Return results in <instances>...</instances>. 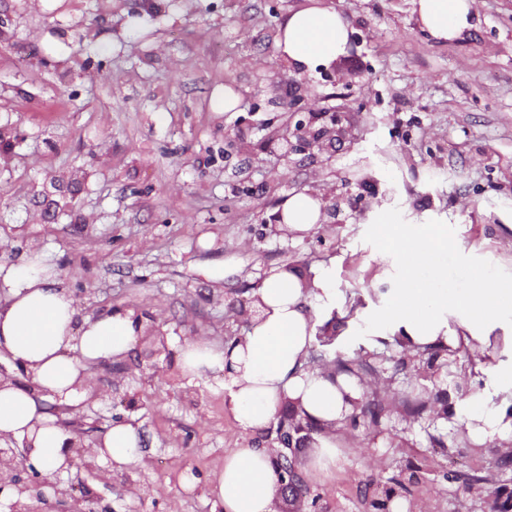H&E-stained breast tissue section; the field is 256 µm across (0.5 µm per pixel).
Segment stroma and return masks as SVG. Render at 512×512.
<instances>
[{
	"label": "stroma",
	"instance_id": "35a3bbf8",
	"mask_svg": "<svg viewBox=\"0 0 512 512\" xmlns=\"http://www.w3.org/2000/svg\"><path fill=\"white\" fill-rule=\"evenodd\" d=\"M303 5L350 22L358 43L335 77L281 73L277 28ZM228 86L238 111L224 109ZM290 98L315 121L341 115L348 138L281 159ZM0 130L13 133L0 165V236L13 247L0 265L39 249L80 317L122 309L143 324L124 359L92 366L99 396L83 421L135 420L143 464L107 483L73 470L60 487L98 512H213L225 455L275 447L276 433L242 429L223 372L189 379L175 349L242 335L253 319L242 307L269 268L320 266L336 290L326 360L366 358L375 373L362 398L384 410L342 433L326 477L305 478V512H377L388 498L512 512L499 439L475 445L437 412L445 399L500 401L501 354L443 349L419 377L421 357L390 338L372 345L360 317L395 285L385 224L447 226L461 248L433 261L459 290L473 286L467 251L512 274V0H477L473 27L450 42L421 30L409 0H0ZM313 187L336 200L335 217L302 238L272 233L268 216ZM219 262L223 282L201 275Z\"/></svg>",
	"mask_w": 512,
	"mask_h": 512
}]
</instances>
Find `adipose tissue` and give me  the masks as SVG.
Instances as JSON below:
<instances>
[{
	"mask_svg": "<svg viewBox=\"0 0 512 512\" xmlns=\"http://www.w3.org/2000/svg\"><path fill=\"white\" fill-rule=\"evenodd\" d=\"M423 30L436 39L452 40L472 26L475 0H411ZM349 45V22L336 10L311 6L291 11L277 29L276 48L288 72L300 75L331 64ZM289 232L307 235L324 220L320 199L311 192L291 195L280 207ZM384 237L400 267L396 287L388 289L369 321L375 332L399 334L409 353L428 347L465 343L484 354L492 333L512 318V277L495 274L490 264L474 267L476 286L461 292L431 267L439 247H451L443 227L387 225ZM310 281L298 270L273 267L256 284L252 298L259 310L247 332L216 348L197 338L179 349V363L190 378L221 370L228 390L226 405L239 425L260 430L291 405L322 426L305 470L311 477L335 466L336 431L353 413L360 384L332 379L327 367L308 359L322 321L320 307L332 304L336 292L325 269L312 268ZM0 354L21 362L30 381L0 385V434L32 444L31 462L45 472L67 470L63 454L66 433L46 409L50 400L77 406L91 397L94 383L88 366L118 358L132 349L140 330L130 311L116 310L79 319L74 301L38 250L19 265L0 266ZM476 442L499 438L503 453L512 452V411L482 406L464 419ZM273 448H237L224 458L217 478L221 512H276L278 490ZM145 453L137 428L115 422L102 436L100 460L122 468L142 461Z\"/></svg>",
	"mask_w": 512,
	"mask_h": 512,
	"instance_id": "obj_1",
	"label": "adipose tissue"
}]
</instances>
